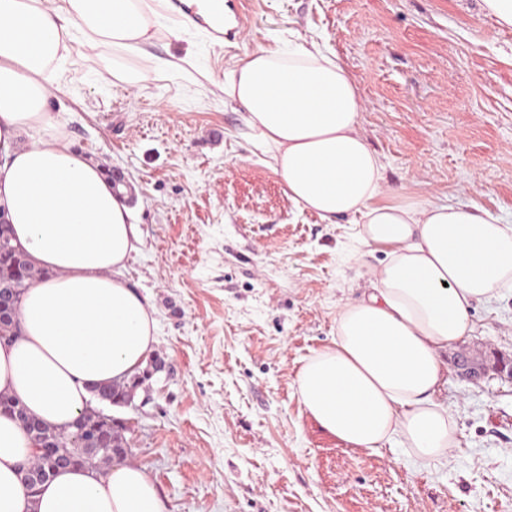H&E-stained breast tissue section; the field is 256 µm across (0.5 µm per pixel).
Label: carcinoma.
Instances as JSON below:
<instances>
[{
  "label": "carcinoma",
  "mask_w": 512,
  "mask_h": 512,
  "mask_svg": "<svg viewBox=\"0 0 512 512\" xmlns=\"http://www.w3.org/2000/svg\"><path fill=\"white\" fill-rule=\"evenodd\" d=\"M46 277L45 270L33 266L14 251L10 225L0 224V336L15 335L17 311L25 291ZM142 382L143 379L135 375L126 382L97 388L95 395L112 405H126L133 401ZM0 410L17 416L36 448L37 458L31 462L24 478L33 495L60 468L89 465L95 459L110 461L125 454L122 425L92 408H85L70 430L42 424L29 416L14 398L0 395Z\"/></svg>",
  "instance_id": "1"
}]
</instances>
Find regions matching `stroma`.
Listing matches in <instances>:
<instances>
[{
    "label": "stroma",
    "instance_id": "35a3bbf8",
    "mask_svg": "<svg viewBox=\"0 0 512 512\" xmlns=\"http://www.w3.org/2000/svg\"><path fill=\"white\" fill-rule=\"evenodd\" d=\"M236 26L159 33L164 58L203 70L157 75L112 49L73 53L50 88L52 116L88 161L121 169L142 245L123 278L154 306L150 371L121 421L124 462L144 467L174 512H512V379L472 383L459 352L512 358V291L471 310L470 336L441 353L437 399L456 448L428 464L399 444L352 449L324 431L297 373L331 345L341 307L368 285L347 219L288 200L240 109L211 79L259 46L316 42L363 101L361 131L385 192L476 203L512 224V28L483 0H226Z\"/></svg>",
    "mask_w": 512,
    "mask_h": 512
}]
</instances>
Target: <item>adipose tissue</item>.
Wrapping results in <instances>:
<instances>
[{
    "label": "adipose tissue",
    "mask_w": 512,
    "mask_h": 512,
    "mask_svg": "<svg viewBox=\"0 0 512 512\" xmlns=\"http://www.w3.org/2000/svg\"><path fill=\"white\" fill-rule=\"evenodd\" d=\"M161 19L150 0H0V209L17 244L52 278L28 288L17 334L0 341V393L62 427L90 385L123 382L155 342L154 308L122 279L139 230L124 196L51 118L48 86L73 45H107L157 74L194 67L146 50ZM284 192L328 224L357 218L372 286L336 318V337L297 376L299 400L330 435L374 450L393 437L418 459L447 456L455 427L435 399L439 352L467 335L474 303L512 289V225L470 204L381 202L382 164L362 136L361 97L316 43L244 54L219 84ZM39 139L16 147L22 132ZM32 441L0 414V512H173L144 468L67 467L30 495Z\"/></svg>",
    "instance_id": "obj_1"
}]
</instances>
